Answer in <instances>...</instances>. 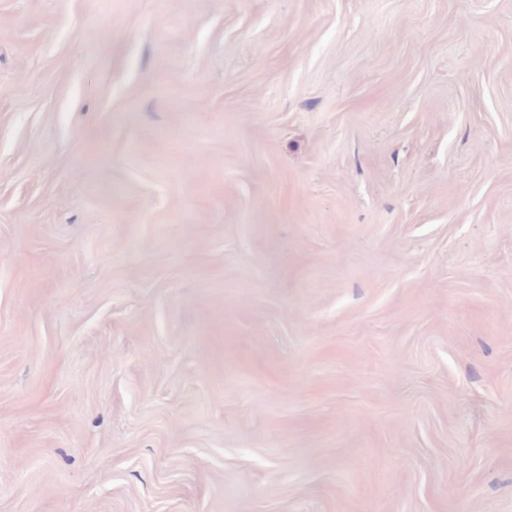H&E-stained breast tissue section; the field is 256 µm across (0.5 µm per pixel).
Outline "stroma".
Listing matches in <instances>:
<instances>
[{
  "label": "stroma",
  "instance_id": "1",
  "mask_svg": "<svg viewBox=\"0 0 512 512\" xmlns=\"http://www.w3.org/2000/svg\"><path fill=\"white\" fill-rule=\"evenodd\" d=\"M0 512H512V0H0Z\"/></svg>",
  "mask_w": 512,
  "mask_h": 512
}]
</instances>
